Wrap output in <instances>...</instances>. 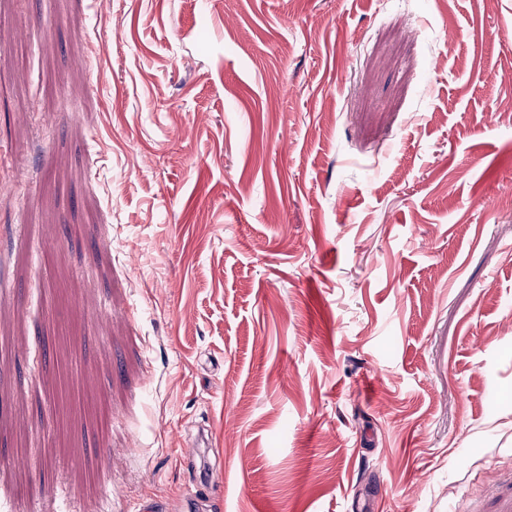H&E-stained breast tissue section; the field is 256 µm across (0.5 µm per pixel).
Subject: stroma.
<instances>
[{"label":"stroma","instance_id":"stroma-1","mask_svg":"<svg viewBox=\"0 0 512 512\" xmlns=\"http://www.w3.org/2000/svg\"><path fill=\"white\" fill-rule=\"evenodd\" d=\"M511 105L512 0H0V512H512Z\"/></svg>","mask_w":512,"mask_h":512}]
</instances>
